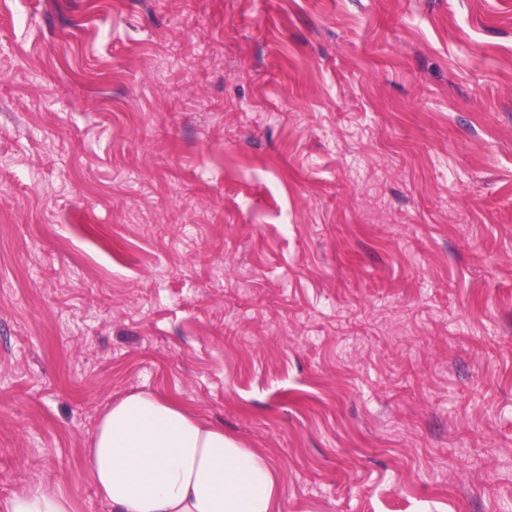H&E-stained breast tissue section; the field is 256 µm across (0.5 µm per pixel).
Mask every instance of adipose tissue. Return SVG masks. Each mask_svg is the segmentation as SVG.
<instances>
[{
	"label": "adipose tissue",
	"mask_w": 512,
	"mask_h": 512,
	"mask_svg": "<svg viewBox=\"0 0 512 512\" xmlns=\"http://www.w3.org/2000/svg\"><path fill=\"white\" fill-rule=\"evenodd\" d=\"M86 458L111 512H279L281 474L268 458L156 394L113 402ZM0 512H73V502L37 486L0 501Z\"/></svg>",
	"instance_id": "obj_1"
}]
</instances>
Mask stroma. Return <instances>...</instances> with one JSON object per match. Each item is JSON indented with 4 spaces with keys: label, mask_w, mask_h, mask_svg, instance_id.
Segmentation results:
<instances>
[{
    "label": "stroma",
    "mask_w": 512,
    "mask_h": 512,
    "mask_svg": "<svg viewBox=\"0 0 512 512\" xmlns=\"http://www.w3.org/2000/svg\"><path fill=\"white\" fill-rule=\"evenodd\" d=\"M134 391L281 512H512V0H0V500L110 512ZM73 502L60 490L37 486L0 501L2 512H73Z\"/></svg>",
    "instance_id": "1"
}]
</instances>
